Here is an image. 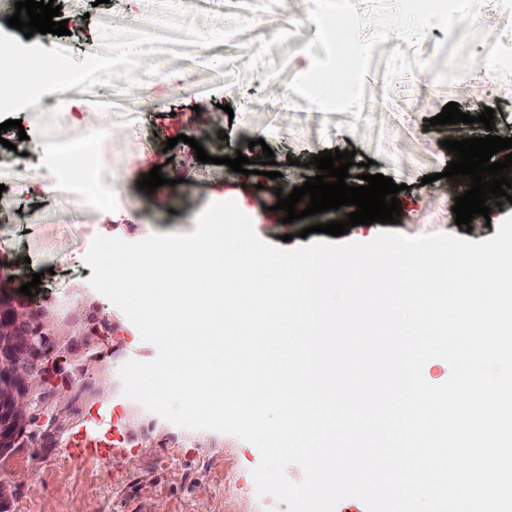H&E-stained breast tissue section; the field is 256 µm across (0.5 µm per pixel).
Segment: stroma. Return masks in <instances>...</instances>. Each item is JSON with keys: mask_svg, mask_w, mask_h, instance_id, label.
<instances>
[{"mask_svg": "<svg viewBox=\"0 0 512 512\" xmlns=\"http://www.w3.org/2000/svg\"><path fill=\"white\" fill-rule=\"evenodd\" d=\"M60 19L79 28V36L40 34L36 44L62 47L75 59L100 50V24L144 29L139 0H60ZM312 0H252L256 24L227 42L209 47L180 45V57H166L161 76L149 65L134 72V100L120 106L111 100L90 105L81 89L66 90L67 117H50L52 94L38 105L18 111L22 130L7 131L22 157L0 167V257L14 264V284L22 286L40 274L36 299L52 306L94 307L114 326L112 354L106 370L117 376L128 360L148 361L154 346L143 342L136 326L88 283L93 274L84 256L94 236L138 241L150 234L190 233L208 203L224 195L243 201L260 214L257 234L272 245L294 248L306 242H368L383 231L382 223L352 227L340 237L312 232V225L345 220L346 209L310 216L290 224L266 218L277 202L276 189L291 193L313 176L307 163L319 152L355 153L349 184L361 172L381 174L401 184L402 206L395 229L407 236L451 233L479 242L496 235L497 223L512 215V203L495 211L494 224L484 217L470 228L458 227L454 198L470 187L444 177L452 156L445 139L485 136L482 124L429 126L451 102L469 103L470 115L495 108V135L512 138V71L503 72L484 43L467 33V23L451 32L431 27L416 47L406 48L419 66L385 84L386 59L401 39L378 44L365 78L363 107L367 116L349 112H316L308 101L288 91L300 69L302 48L314 39L307 18ZM230 105L234 117L218 122V108ZM104 129L99 152L127 197L125 203L89 208L74 184L65 154L52 143L81 136L87 128ZM26 139H19V132ZM186 135L202 144L212 164L196 159L189 145L166 141ZM270 147L280 176H244L223 165L222 157L242 153L256 159ZM369 169H362V162ZM159 164L167 185L147 193L137 185L151 164ZM187 173L181 186L176 174ZM432 176L423 184L424 176ZM258 449L239 438L208 430L176 426L126 398L121 388L102 387L87 403L61 442L32 460L30 448L0 459V479L18 484L10 512H287L269 495H258L252 471Z\"/></svg>", "mask_w": 512, "mask_h": 512, "instance_id": "35a3bbf8", "label": "stroma"}]
</instances>
